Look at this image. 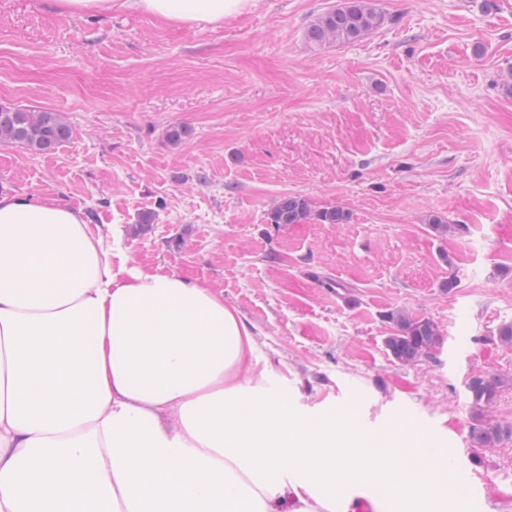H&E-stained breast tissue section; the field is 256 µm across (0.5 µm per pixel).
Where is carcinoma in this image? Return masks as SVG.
<instances>
[{
  "label": "carcinoma",
  "mask_w": 512,
  "mask_h": 512,
  "mask_svg": "<svg viewBox=\"0 0 512 512\" xmlns=\"http://www.w3.org/2000/svg\"><path fill=\"white\" fill-rule=\"evenodd\" d=\"M383 21V14L371 0H343L311 22L306 39L315 47L351 43L380 27ZM72 136V127L59 112L0 106V144L21 145L47 154ZM309 218L323 224H343L348 215L339 208L314 213L305 199L291 195L279 198L269 215L272 224H299ZM386 319L394 332L386 337L385 345L399 363L411 364L428 357L440 343L441 330L428 318H413L396 311L387 314ZM502 385L503 380L492 374L474 375L467 382L472 408L470 439L475 448H494L512 440V425L501 424L490 415Z\"/></svg>",
  "instance_id": "carcinoma-1"
}]
</instances>
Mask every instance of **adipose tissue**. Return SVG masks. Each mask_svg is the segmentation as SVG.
Instances as JSON below:
<instances>
[{
  "label": "adipose tissue",
  "instance_id": "obj_1",
  "mask_svg": "<svg viewBox=\"0 0 512 512\" xmlns=\"http://www.w3.org/2000/svg\"><path fill=\"white\" fill-rule=\"evenodd\" d=\"M250 0H135L220 23ZM452 449L281 391L221 293L113 266L99 225L0 193V512H467Z\"/></svg>",
  "mask_w": 512,
  "mask_h": 512
}]
</instances>
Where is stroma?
I'll return each instance as SVG.
<instances>
[{"label": "stroma", "instance_id": "1", "mask_svg": "<svg viewBox=\"0 0 512 512\" xmlns=\"http://www.w3.org/2000/svg\"><path fill=\"white\" fill-rule=\"evenodd\" d=\"M339 2L253 0L196 25L127 0L74 16L0 0V105L73 128L49 155L0 146V192L120 225L113 264L223 293L287 360L302 410L352 406L377 430L409 418L469 471L470 512H512V441L473 448L466 390L502 377L492 414L512 424V345L486 341L512 322V0H372L381 27L310 48ZM172 123L189 131L176 147ZM284 195L349 220L270 223ZM397 310L440 327L432 357H391Z\"/></svg>", "mask_w": 512, "mask_h": 512}]
</instances>
